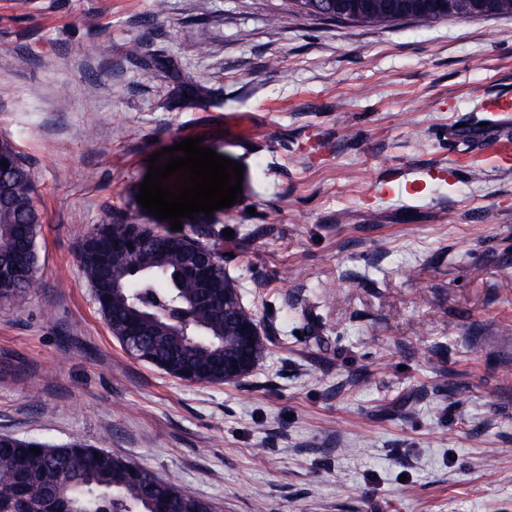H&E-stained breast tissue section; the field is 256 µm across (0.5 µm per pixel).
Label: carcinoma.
Listing matches in <instances>:
<instances>
[{"instance_id": "1", "label": "carcinoma", "mask_w": 512, "mask_h": 512, "mask_svg": "<svg viewBox=\"0 0 512 512\" xmlns=\"http://www.w3.org/2000/svg\"><path fill=\"white\" fill-rule=\"evenodd\" d=\"M336 17L360 22L512 15V0H450L435 11L430 0H330ZM0 152L8 170L0 172V264L19 275L0 286V302H13L37 282L34 250L42 214L34 200V183L27 158L6 140ZM125 224H99L80 244L82 272L96 290L98 310L112 333L137 322L138 335L127 337L130 355L150 359L166 374L186 372L200 384L224 383V350L257 362L266 357V343L241 344L233 323L241 315L231 278L218 263L207 266L213 287L202 289L185 275L190 252L216 250L220 230L197 228L196 235L177 238L152 224L140 225L150 242L139 247L131 274L112 262V238L126 232ZM121 281L122 288L112 287ZM41 450L36 455L32 448ZM153 472L135 461L75 442L52 454L48 445L0 435V512H98L99 495L110 500L103 512H184L189 504L174 480L152 479Z\"/></svg>"}]
</instances>
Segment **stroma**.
Instances as JSON below:
<instances>
[{"label":"stroma","mask_w":512,"mask_h":512,"mask_svg":"<svg viewBox=\"0 0 512 512\" xmlns=\"http://www.w3.org/2000/svg\"><path fill=\"white\" fill-rule=\"evenodd\" d=\"M286 9L0 0V141L44 214L40 286L0 304V434L132 459L215 512H512V168L456 164L512 94V16ZM198 136L242 193L182 228L232 229L226 272L279 336L230 385L131 358L79 262L94 225L170 230L137 201L147 159ZM484 115L480 120L489 124H503L512 120V98L499 96L486 99L480 106Z\"/></svg>","instance_id":"35a3bbf8"}]
</instances>
